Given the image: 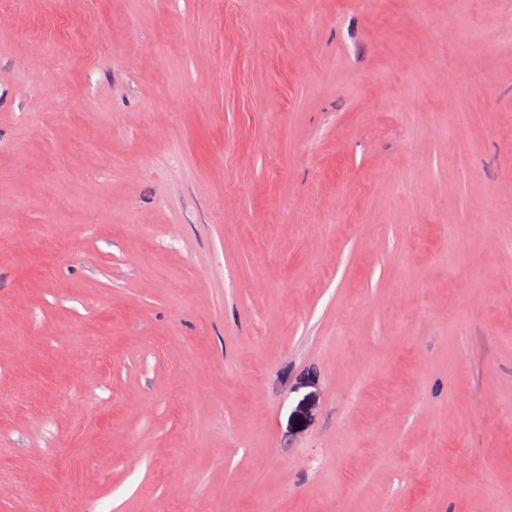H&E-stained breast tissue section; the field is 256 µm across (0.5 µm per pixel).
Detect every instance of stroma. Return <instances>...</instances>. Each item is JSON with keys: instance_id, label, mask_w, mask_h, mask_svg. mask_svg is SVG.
<instances>
[{"instance_id": "obj_1", "label": "stroma", "mask_w": 512, "mask_h": 512, "mask_svg": "<svg viewBox=\"0 0 512 512\" xmlns=\"http://www.w3.org/2000/svg\"><path fill=\"white\" fill-rule=\"evenodd\" d=\"M0 215V512H512V0H5Z\"/></svg>"}]
</instances>
